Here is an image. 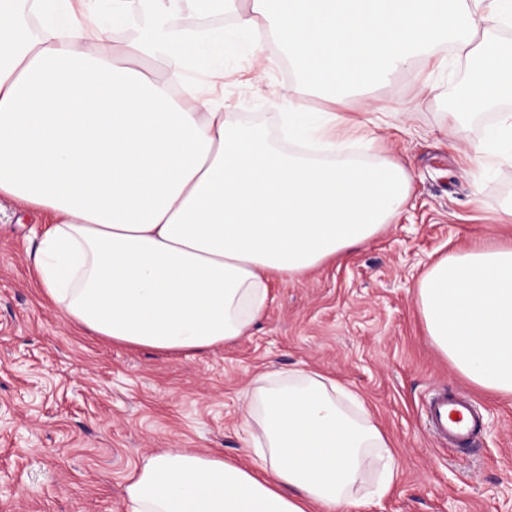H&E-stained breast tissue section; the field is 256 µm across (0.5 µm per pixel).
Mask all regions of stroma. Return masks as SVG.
<instances>
[{"mask_svg":"<svg viewBox=\"0 0 512 512\" xmlns=\"http://www.w3.org/2000/svg\"><path fill=\"white\" fill-rule=\"evenodd\" d=\"M271 63L255 82L254 50ZM468 77L448 51L364 91L302 89L313 112L351 122L365 106L414 98L427 132L380 125L375 134L412 176L411 197L365 246L303 276L269 283L265 312L237 340L193 354H161L90 336L45 302L28 266L51 212L0 196V512H129L126 479L161 448L247 462L244 391L263 373L319 372L360 396L397 455L389 492L359 512H512V399L470 383L437 350L416 290L443 256L512 241L502 208L512 165L479 171L475 150L501 101L447 133L441 114ZM297 74L260 36L224 58L230 112L270 118L273 93ZM441 387L466 392L482 417L468 451L439 442L424 405Z\"/></svg>","mask_w":512,"mask_h":512,"instance_id":"obj_1","label":"stroma"}]
</instances>
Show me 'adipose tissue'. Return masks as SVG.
I'll list each match as a JSON object with an SVG mask.
<instances>
[{
    "label": "adipose tissue",
    "mask_w": 512,
    "mask_h": 512,
    "mask_svg": "<svg viewBox=\"0 0 512 512\" xmlns=\"http://www.w3.org/2000/svg\"><path fill=\"white\" fill-rule=\"evenodd\" d=\"M235 14L231 31L198 26ZM194 16L169 26L170 17ZM512 0H0V195L50 211L30 267L44 298L87 332L185 353L245 336L269 278L299 277L369 243L407 201L398 160L343 157L338 112L275 93L273 126L228 112L235 40L273 35L318 89L385 80L440 44L471 72L451 132L512 100ZM137 29L112 41L108 28ZM478 162L512 164V113ZM426 332L476 387L512 398V242L446 256L418 283ZM248 464L188 448L142 459L130 512H355L374 463L394 451L336 380L258 376Z\"/></svg>",
    "instance_id": "ef3b65f1"
}]
</instances>
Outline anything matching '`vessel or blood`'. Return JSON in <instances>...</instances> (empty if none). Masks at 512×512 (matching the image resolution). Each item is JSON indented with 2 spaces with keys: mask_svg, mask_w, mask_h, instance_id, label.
Returning a JSON list of instances; mask_svg holds the SVG:
<instances>
[{
  "mask_svg": "<svg viewBox=\"0 0 512 512\" xmlns=\"http://www.w3.org/2000/svg\"><path fill=\"white\" fill-rule=\"evenodd\" d=\"M425 414L433 435L457 449L467 447L480 429V417L472 402L459 391L436 390Z\"/></svg>",
  "mask_w": 512,
  "mask_h": 512,
  "instance_id": "b4317fda",
  "label": "vessel or blood"
}]
</instances>
